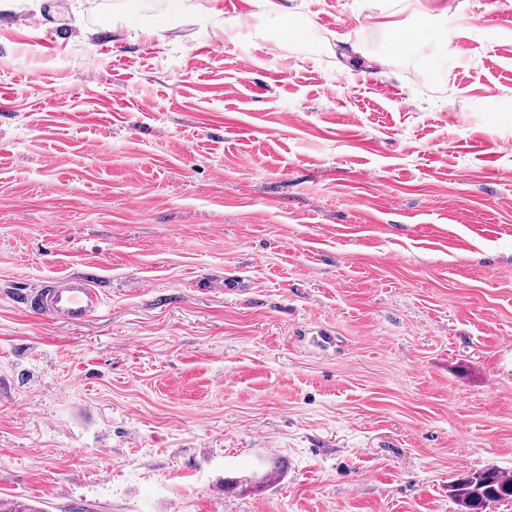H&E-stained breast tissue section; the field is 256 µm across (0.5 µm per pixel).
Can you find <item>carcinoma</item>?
I'll list each match as a JSON object with an SVG mask.
<instances>
[{"label":"carcinoma","instance_id":"obj_1","mask_svg":"<svg viewBox=\"0 0 512 512\" xmlns=\"http://www.w3.org/2000/svg\"><path fill=\"white\" fill-rule=\"evenodd\" d=\"M448 495L465 512H487L498 503H512V476L496 468L476 471L448 484Z\"/></svg>","mask_w":512,"mask_h":512}]
</instances>
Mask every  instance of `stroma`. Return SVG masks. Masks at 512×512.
<instances>
[{
    "label": "stroma",
    "mask_w": 512,
    "mask_h": 512,
    "mask_svg": "<svg viewBox=\"0 0 512 512\" xmlns=\"http://www.w3.org/2000/svg\"><path fill=\"white\" fill-rule=\"evenodd\" d=\"M456 2L0 9V499L460 512L512 473V0ZM70 273L99 317L24 308ZM257 3L265 13L282 16V21L285 26L284 30L287 32L289 38L299 35L300 30L295 25L288 13V8L283 4L282 0H257ZM448 495L465 512H487L498 503H512V476L496 468L476 471L448 484Z\"/></svg>",
    "instance_id": "35a3bbf8"
}]
</instances>
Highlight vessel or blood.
<instances>
[{
    "instance_id": "vessel-or-blood-1",
    "label": "vessel or blood",
    "mask_w": 512,
    "mask_h": 512,
    "mask_svg": "<svg viewBox=\"0 0 512 512\" xmlns=\"http://www.w3.org/2000/svg\"><path fill=\"white\" fill-rule=\"evenodd\" d=\"M24 303L29 311L44 315L51 322L73 324L100 315L104 296L87 277L69 274L32 285Z\"/></svg>"
}]
</instances>
